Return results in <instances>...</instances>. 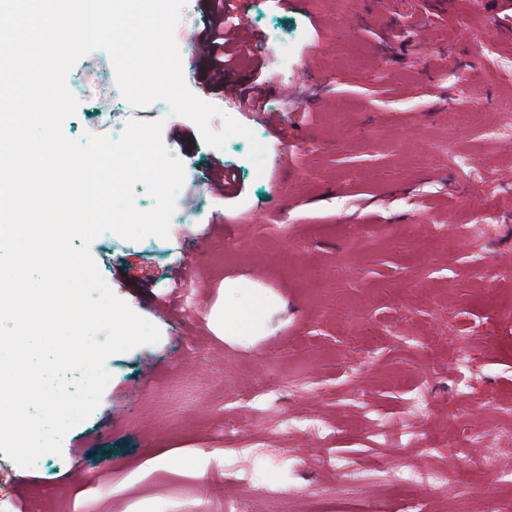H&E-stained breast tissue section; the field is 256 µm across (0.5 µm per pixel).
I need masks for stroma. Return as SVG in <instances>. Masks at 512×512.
I'll use <instances>...</instances> for the list:
<instances>
[{
  "label": "stroma",
  "mask_w": 512,
  "mask_h": 512,
  "mask_svg": "<svg viewBox=\"0 0 512 512\" xmlns=\"http://www.w3.org/2000/svg\"><path fill=\"white\" fill-rule=\"evenodd\" d=\"M275 80L260 110L188 89L265 146L217 149L164 113L184 167L168 237L89 250L160 331L110 356L61 453H0V512H493L512 465V0H236ZM97 68L75 62L73 140L105 134ZM469 112L478 125L463 123ZM492 181L486 195L468 167ZM232 172L238 193L204 185ZM482 252L469 228L483 210ZM248 318L241 330L224 316ZM489 433L467 449L430 445ZM451 488L385 480L407 463Z\"/></svg>",
  "instance_id": "stroma-1"
}]
</instances>
